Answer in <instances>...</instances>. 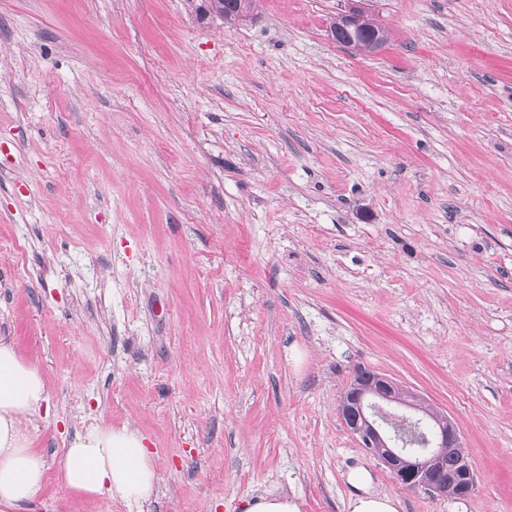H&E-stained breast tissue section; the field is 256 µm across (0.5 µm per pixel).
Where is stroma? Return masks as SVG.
<instances>
[{
    "label": "stroma",
    "instance_id": "1",
    "mask_svg": "<svg viewBox=\"0 0 512 512\" xmlns=\"http://www.w3.org/2000/svg\"><path fill=\"white\" fill-rule=\"evenodd\" d=\"M0 0V340L43 374L28 512H138L55 466L133 423L148 512L267 490L512 512V0ZM456 422L477 478L399 483L338 415L356 367ZM209 2L208 11L219 14L228 24L246 22L256 8V0H209ZM347 6L345 9L336 17L335 24L329 28V36L336 43L351 48L355 44L356 39H361L364 42V48L372 50V52L378 50L382 46V40L379 37V32H366L359 38L354 37V33L358 28H362L361 22L365 15L359 5V0H346ZM363 29V28H362ZM344 35L347 36L344 39Z\"/></svg>",
    "mask_w": 512,
    "mask_h": 512
}]
</instances>
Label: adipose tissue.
Listing matches in <instances>:
<instances>
[{"label": "adipose tissue", "instance_id": "ef3b65f1", "mask_svg": "<svg viewBox=\"0 0 512 512\" xmlns=\"http://www.w3.org/2000/svg\"><path fill=\"white\" fill-rule=\"evenodd\" d=\"M47 400L39 368L0 341V512H17L41 489L47 463L20 429L26 415L38 414ZM72 494L105 496L126 504L148 501L158 481L153 456L136 429L91 428L77 435L58 467Z\"/></svg>", "mask_w": 512, "mask_h": 512}]
</instances>
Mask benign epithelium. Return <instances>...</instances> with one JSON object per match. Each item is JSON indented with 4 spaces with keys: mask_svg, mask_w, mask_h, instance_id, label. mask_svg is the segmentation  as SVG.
<instances>
[{
    "mask_svg": "<svg viewBox=\"0 0 512 512\" xmlns=\"http://www.w3.org/2000/svg\"><path fill=\"white\" fill-rule=\"evenodd\" d=\"M347 6L336 17L335 24L329 28V36L344 47H352L356 39L364 42V48L376 51L382 46L379 33L366 32L354 37L362 27L364 13L359 0H346ZM396 383L385 375H379L375 381L365 384L359 380L350 385L340 401L339 413L342 421L356 436L362 447L383 463L393 477L409 489H424L437 496L460 497L476 484L475 473L469 459L462 457L449 466L443 462L439 450L442 448H460L462 441L452 420H436L432 426L433 440L417 434L412 443L432 446L420 451H408L398 448L395 439L399 437L395 424L402 418L386 410V407L398 402L394 396Z\"/></svg>",
    "mask_w": 512,
    "mask_h": 512,
    "instance_id": "7a95c632",
    "label": "benign epithelium"
}]
</instances>
